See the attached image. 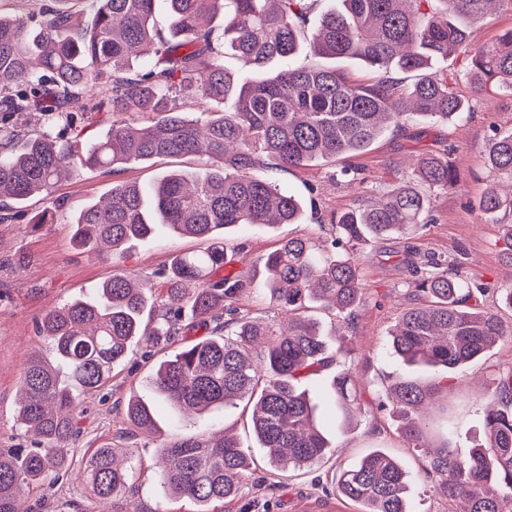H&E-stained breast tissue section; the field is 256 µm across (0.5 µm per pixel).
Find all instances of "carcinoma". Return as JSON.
Segmentation results:
<instances>
[{
  "label": "carcinoma",
  "instance_id": "carcinoma-1",
  "mask_svg": "<svg viewBox=\"0 0 512 512\" xmlns=\"http://www.w3.org/2000/svg\"><path fill=\"white\" fill-rule=\"evenodd\" d=\"M155 0H93L95 22L83 27L65 9L47 13L33 34L22 18L0 15V223L13 219L10 204L49 195L84 169L113 170L159 158L194 155L208 164L195 173L170 171L148 186L122 182L104 200L73 217L77 246L115 255L125 245L159 233L204 238L210 245L176 256L166 275L164 302L153 325L142 315L154 284L117 274L93 297L48 309L38 333L54 360L34 355L20 374L17 423L37 436L26 447L0 451V512H20L18 501L32 484L68 471L69 445L80 433L79 395L111 377L131 344H159L203 326L209 335L167 356L155 368V397L186 416L203 415L248 399L259 445L276 469L301 468L331 455L317 406L302 382L335 361L328 334L305 315L307 303L347 318L365 302L357 250L433 222L430 192L455 186L448 154L423 153L412 176L371 204L353 202L330 214L334 238L318 254L307 239L292 237L259 259L263 286L288 314V323L253 318L237 306L252 280L224 273V240L230 229L298 224L303 204L261 171L266 155L283 167L302 168L358 154L407 116L436 122L464 118L467 104L432 65L454 55L474 92L494 88L512 96V29L490 44L470 40V26L493 7L512 11V0H336L314 26L317 0H168L169 35L157 29ZM224 14L220 33L204 23ZM309 42L321 59H358L382 74L375 83L348 80L327 64L292 65ZM232 50L256 77L240 82L224 69ZM419 73L404 85L398 73ZM97 96L85 100L87 89ZM198 98L209 108L196 116L178 110L177 99ZM110 112L106 133L64 139L30 127L28 115L49 122L72 108ZM147 114V123L136 116ZM483 165L512 180V131L494 134ZM480 212L505 227L504 258L512 262V187H488ZM414 305L398 314L388 351L408 367L439 369L448 380L512 335L499 304L472 305L490 292L512 310V288L491 291L465 279L455 255H431L408 283ZM440 383L396 377L387 393L400 432L429 459L428 476L448 512H512V367L503 370L483 418L486 439L465 455L452 448L448 429L438 448L422 444L424 430L411 415L426 407ZM336 422L350 426L361 413L352 375L341 370L330 382ZM124 421L140 431L156 429L155 412L129 394ZM164 495L187 498L195 512L234 499L252 458L236 436L173 432L157 446ZM133 461H116L98 448L81 476L93 498L130 489ZM410 473L390 454L374 450L335 476L337 494L360 512H413L407 498Z\"/></svg>",
  "mask_w": 512,
  "mask_h": 512
}]
</instances>
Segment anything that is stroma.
<instances>
[{
    "label": "stroma",
    "instance_id": "35a3bbf8",
    "mask_svg": "<svg viewBox=\"0 0 512 512\" xmlns=\"http://www.w3.org/2000/svg\"><path fill=\"white\" fill-rule=\"evenodd\" d=\"M59 6L74 12L83 25H90L93 20L92 0H0V14L21 16L35 23L48 9ZM437 68L447 73L450 86L468 101L469 117L448 125L416 118L409 121L406 130L389 129L366 151L350 157L352 167L361 169L365 177L364 183L356 187L341 178V165L337 162L304 168L270 165L266 176L281 190L303 201L304 217L297 224L254 226L231 232L227 240L229 270L263 281L259 256L295 235L309 237L318 245L329 240L332 228L326 218L331 212L343 209L355 198L377 196L398 176L408 174L411 158L446 148L457 167V183L448 191L433 193L435 222L411 238L409 244L416 250L414 259L422 261L430 253L459 254L464 258L463 273L468 279L494 288L512 286V263L503 257L502 227L486 222L477 210L480 196L494 181L482 164L483 154L493 130L512 129V99L475 93L463 77L457 58L438 63ZM200 165L199 158L182 157L158 159L114 173L87 170L80 178L59 183L51 196L30 198L19 205L12 223L0 224V449L26 441L16 420L19 375L31 354H50L37 333V323L47 309L86 299L115 274L131 272L161 282L175 255L208 246L201 239L161 234L128 244L120 256H96L76 246L73 213L89 200L108 193L114 184L137 181L149 185L170 169L190 172ZM51 205L57 208L54 223L31 224L34 214ZM404 247L392 241L363 246L360 262L366 303L351 324L320 309L314 312L325 332L345 330V338L336 343V368L352 366L365 407L364 416L348 429L325 421L324 430L336 446L332 457L273 477L265 452L252 433L251 406L243 400L193 420L182 419L162 404L158 407V430H129L120 414L123 399L133 389L144 399H153L150 379L154 368L173 350L172 345L162 343L149 357L144 347L135 344L126 360L113 371L111 381L84 397L81 433L71 446L73 470L62 479L31 488L26 504L33 512H194L193 503L162 493L153 466L154 443L177 427L186 434L226 429L249 448L256 461L240 495L214 503V512H357L353 504L337 499L333 476L336 470L357 463L376 448L398 458L412 473L408 497L414 512H448L447 502L432 488L426 458L409 445L400 435L397 422L379 406L388 384L398 375L410 373L422 382L439 378L434 370L410 371L386 352L388 331L397 314L410 304L404 286L409 272L397 257ZM508 366H512V338L472 362L459 380L441 391L439 404L426 421L431 446L441 445V426L449 418L458 427V451L468 453L483 435L485 398L498 371ZM103 446L133 450L140 466L130 492L101 504L87 493L77 467Z\"/></svg>",
    "mask_w": 512,
    "mask_h": 512
}]
</instances>
